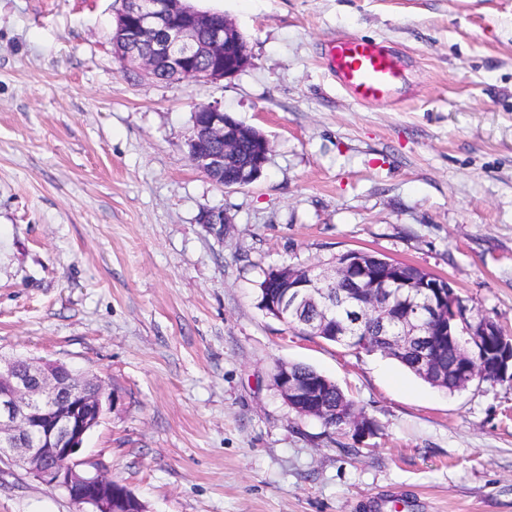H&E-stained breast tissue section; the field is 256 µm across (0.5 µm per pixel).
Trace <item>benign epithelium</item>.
<instances>
[{"label":"benign epithelium","mask_w":512,"mask_h":512,"mask_svg":"<svg viewBox=\"0 0 512 512\" xmlns=\"http://www.w3.org/2000/svg\"><path fill=\"white\" fill-rule=\"evenodd\" d=\"M116 58L138 68L145 76L172 72L187 82H208L233 77L250 64L244 36L220 13L202 12L188 0H120L114 17ZM192 164L225 187L255 181L268 163L270 141L216 105L194 111L188 138ZM201 223L211 224L224 237L232 219L222 209L203 211ZM403 264L385 255L349 251L334 267L292 266L271 270L281 288L268 301V314L282 323L304 327L311 336H341L344 311L359 307L376 318V329L352 336L357 350L413 346L419 363L439 372L434 363L438 345L450 341L463 349L457 372L458 386L483 381H512V339L504 336L491 318L473 312L450 284L428 274L421 296L393 298L387 285L400 283ZM339 277L353 285L349 295L328 294ZM323 379L301 382L283 367L275 385L288 406L304 415L320 416L324 405L316 399ZM121 397L98 374L78 375L49 361L16 360L0 364V462L21 467L46 487L63 492L76 512H143L139 499L125 490L116 495L114 479L87 469L81 458L85 438L118 407ZM341 431L362 442L375 434L374 422L352 408L340 412Z\"/></svg>","instance_id":"7a95c632"}]
</instances>
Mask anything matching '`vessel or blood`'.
I'll list each match as a JSON object with an SVG mask.
<instances>
[{
    "instance_id": "vessel-or-blood-1",
    "label": "vessel or blood",
    "mask_w": 512,
    "mask_h": 512,
    "mask_svg": "<svg viewBox=\"0 0 512 512\" xmlns=\"http://www.w3.org/2000/svg\"><path fill=\"white\" fill-rule=\"evenodd\" d=\"M327 56L340 85L361 103L386 101L400 77L392 51L375 40L339 39Z\"/></svg>"
}]
</instances>
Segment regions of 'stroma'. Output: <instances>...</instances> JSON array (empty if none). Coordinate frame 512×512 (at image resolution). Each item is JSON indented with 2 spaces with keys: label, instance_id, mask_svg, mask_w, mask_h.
<instances>
[{
  "label": "stroma",
  "instance_id": "1",
  "mask_svg": "<svg viewBox=\"0 0 512 512\" xmlns=\"http://www.w3.org/2000/svg\"><path fill=\"white\" fill-rule=\"evenodd\" d=\"M191 2L237 26L248 68L151 79L113 53L116 0H0V359L110 379L122 403L83 456L148 512H512V381L451 393L258 305L266 271L364 250L512 336V0ZM339 37L395 51L390 103L340 87ZM201 104L268 138L254 183L192 165ZM279 363L335 381L375 435L331 442ZM74 510L0 466V512Z\"/></svg>",
  "mask_w": 512,
  "mask_h": 512
}]
</instances>
